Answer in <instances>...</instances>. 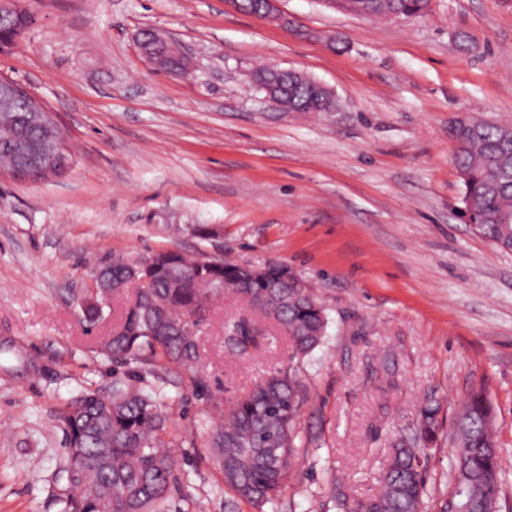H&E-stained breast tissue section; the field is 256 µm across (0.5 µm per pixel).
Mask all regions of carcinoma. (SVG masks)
<instances>
[{
    "mask_svg": "<svg viewBox=\"0 0 512 512\" xmlns=\"http://www.w3.org/2000/svg\"><path fill=\"white\" fill-rule=\"evenodd\" d=\"M369 16L398 12L417 16L428 0H342ZM301 112L315 107L311 87L303 80L289 86ZM454 162L462 183L461 201L474 230L503 251H512V126L482 121L452 130ZM38 138L0 114V165L11 168L18 146ZM142 260L114 261L105 269L112 296L120 297L133 282L136 299L121 323L101 346V352L120 364L140 360L144 349L159 351L170 363L193 370L198 358L196 335L206 322L213 299L231 294L288 337L289 359H304L326 336L325 309L312 289L286 266L269 262L257 278L238 266L192 259L176 251ZM228 342L246 350L264 339L252 323L233 319L224 324ZM135 371L112 383L107 397L98 388L72 396L59 409L65 435L67 465L62 470L70 492L65 512H168L174 459L166 451L168 420L164 402L140 386ZM304 388L295 369H275L252 392L224 413L213 431V448L233 493L227 505L246 503L257 512L275 503L292 478V459L300 451L297 432ZM439 404L426 403L411 437L390 442L386 466L376 493L348 500L336 475L326 486L339 512H423L427 487L420 456L437 438ZM456 447L457 505L465 512H492L501 494L497 433L491 405L481 391L472 393L458 411L451 432Z\"/></svg>",
    "mask_w": 512,
    "mask_h": 512,
    "instance_id": "carcinoma-1",
    "label": "carcinoma"
}]
</instances>
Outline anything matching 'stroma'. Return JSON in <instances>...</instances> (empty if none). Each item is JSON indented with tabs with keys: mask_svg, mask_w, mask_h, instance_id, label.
Wrapping results in <instances>:
<instances>
[{
	"mask_svg": "<svg viewBox=\"0 0 512 512\" xmlns=\"http://www.w3.org/2000/svg\"><path fill=\"white\" fill-rule=\"evenodd\" d=\"M32 22L0 53L66 134L72 165L49 180L0 170V512H62L58 408L110 388L98 354L133 290L88 322L99 268L175 250L292 268L325 307L326 336L299 364L307 451L264 512H335L325 482L374 493L395 434L440 404L423 466L433 499L455 479L452 418L484 391L512 512V252L466 224L451 126L512 125V0H431L426 15L364 18L329 0H278L262 20L227 0H23ZM179 44L188 74L156 69L141 32ZM335 35V43L307 31ZM469 33L470 50L456 36ZM270 64L336 92L333 112H283L248 76ZM256 314L215 302L198 336L206 391L161 355L146 387L169 417L172 512H229L210 446L219 415L274 368L268 329L236 355L224 323Z\"/></svg>",
	"mask_w": 512,
	"mask_h": 512,
	"instance_id": "stroma-1",
	"label": "stroma"
}]
</instances>
